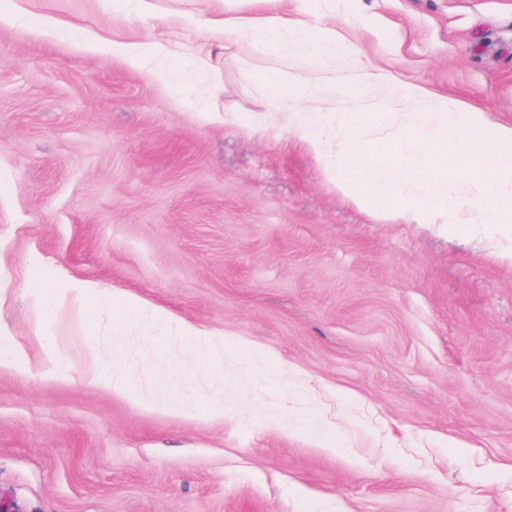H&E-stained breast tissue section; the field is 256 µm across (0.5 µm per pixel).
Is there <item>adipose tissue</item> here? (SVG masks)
<instances>
[{
  "instance_id": "obj_1",
  "label": "adipose tissue",
  "mask_w": 512,
  "mask_h": 512,
  "mask_svg": "<svg viewBox=\"0 0 512 512\" xmlns=\"http://www.w3.org/2000/svg\"><path fill=\"white\" fill-rule=\"evenodd\" d=\"M268 2L267 13L260 16H202L198 23L218 36L234 33L258 50L303 59L300 72L269 69L263 91L282 101L293 132L319 166L335 173L337 189L364 212L391 201L399 220L483 225L509 242L503 256L512 261V125L495 122L462 101L444 99L425 112L410 110L422 87L396 88L392 72L360 64V83L392 94L390 112L377 113V120L392 113L406 115L400 136L368 140L365 113L340 112L332 118L326 100L309 104L287 94L317 72L323 58L354 57L357 49L319 17L289 15L288 0ZM452 168L459 172L453 182L448 179Z\"/></svg>"
}]
</instances>
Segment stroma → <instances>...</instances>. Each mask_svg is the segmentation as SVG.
Instances as JSON below:
<instances>
[{
  "label": "stroma",
  "instance_id": "obj_1",
  "mask_svg": "<svg viewBox=\"0 0 512 512\" xmlns=\"http://www.w3.org/2000/svg\"><path fill=\"white\" fill-rule=\"evenodd\" d=\"M154 4L0 0V495L22 512H512V262L482 227L344 198L258 88L291 58L228 34L208 78L168 57L161 83L113 56L173 31L206 48L195 19L224 9ZM293 7L512 124V0ZM324 66L339 107L383 111L351 59ZM61 276L92 288L45 309ZM126 293L216 347L122 313Z\"/></svg>",
  "mask_w": 512,
  "mask_h": 512
}]
</instances>
